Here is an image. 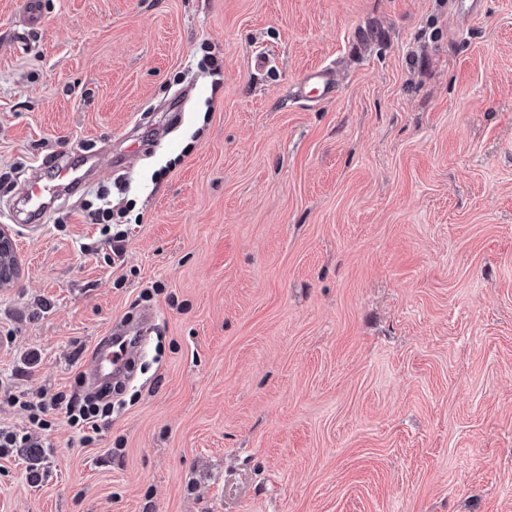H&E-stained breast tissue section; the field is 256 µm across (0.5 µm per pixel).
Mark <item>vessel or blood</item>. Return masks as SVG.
Segmentation results:
<instances>
[{
	"mask_svg": "<svg viewBox=\"0 0 512 512\" xmlns=\"http://www.w3.org/2000/svg\"><path fill=\"white\" fill-rule=\"evenodd\" d=\"M42 10V0H24L17 30L18 36H25L29 28L39 23ZM305 86L310 95L319 100L334 98L338 93L336 75L333 69L328 67L309 71L305 78ZM154 318V313H145L140 321L127 331L99 338L95 344L92 364L86 372L87 379L99 382L123 376L129 361L138 351L140 336L145 334Z\"/></svg>",
	"mask_w": 512,
	"mask_h": 512,
	"instance_id": "vessel-or-blood-1",
	"label": "vessel or blood"
}]
</instances>
